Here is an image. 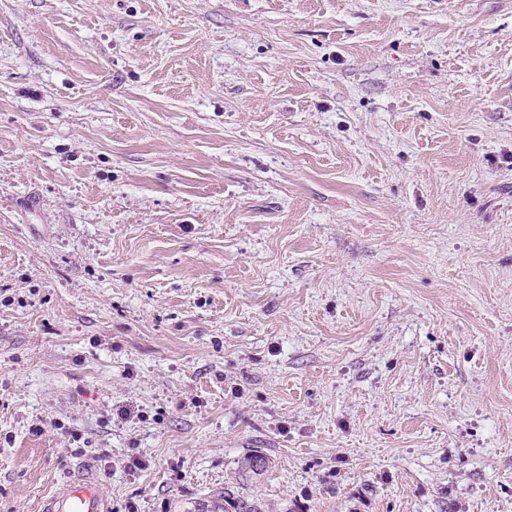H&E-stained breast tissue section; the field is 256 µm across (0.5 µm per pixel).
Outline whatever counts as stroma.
Masks as SVG:
<instances>
[{
    "mask_svg": "<svg viewBox=\"0 0 512 512\" xmlns=\"http://www.w3.org/2000/svg\"><path fill=\"white\" fill-rule=\"evenodd\" d=\"M86 464L512 512V0H0V512Z\"/></svg>",
    "mask_w": 512,
    "mask_h": 512,
    "instance_id": "35a3bbf8",
    "label": "stroma"
}]
</instances>
